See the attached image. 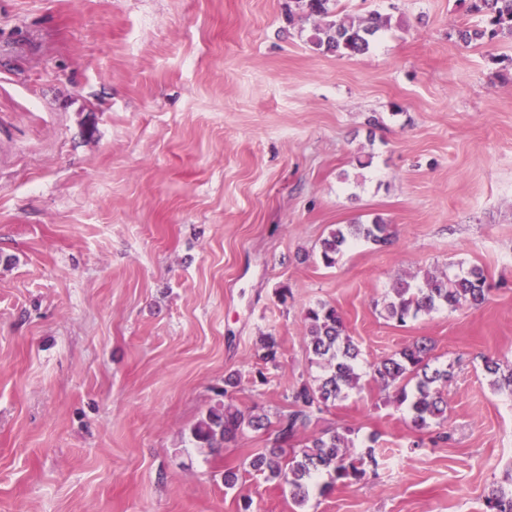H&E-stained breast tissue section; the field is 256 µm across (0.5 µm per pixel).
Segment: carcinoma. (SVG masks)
Returning <instances> with one entry per match:
<instances>
[{
	"mask_svg": "<svg viewBox=\"0 0 512 512\" xmlns=\"http://www.w3.org/2000/svg\"><path fill=\"white\" fill-rule=\"evenodd\" d=\"M302 16L313 22L314 43L338 56L367 53L388 19L378 12L352 20L335 14L337 0H296ZM471 11L483 15L484 28L460 27L458 37L465 44L488 38H512V0H472ZM391 225L380 218L370 223L339 225L321 242L319 259L326 267L336 265L337 256L358 241L386 247L393 243ZM484 271L472 266L455 272L425 271L397 279L380 302L384 317L404 326L440 309L455 310L462 305L480 306L488 299ZM306 338L313 362L324 370L315 384L306 381L294 386L288 411L276 425L268 415L253 407L245 413L230 404L212 409L192 430L193 437L214 447L237 442L249 431L274 427L269 446L254 455L250 467L266 479L290 489L298 504L314 494H323L336 483H351L364 474L365 459H374L376 435L367 438L366 451L353 450L347 434L333 431L299 444L297 437L311 420L334 403L359 388L360 349L346 333L337 309L318 304L305 310ZM280 343L268 335L260 339L257 356L265 363L277 361ZM432 344L417 340L372 366V379L385 391H393L405 405L412 428L420 433L442 420L448 408L445 390L453 378V365L433 363ZM485 370L493 376L492 386L512 392V366L506 368L493 358L485 360ZM485 512H512V483L492 487L485 497Z\"/></svg>",
	"mask_w": 512,
	"mask_h": 512,
	"instance_id": "cac0c4a2",
	"label": "carcinoma"
}]
</instances>
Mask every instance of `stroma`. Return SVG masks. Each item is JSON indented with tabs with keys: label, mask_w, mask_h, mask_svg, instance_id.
Here are the masks:
<instances>
[{
	"label": "stroma",
	"mask_w": 512,
	"mask_h": 512,
	"mask_svg": "<svg viewBox=\"0 0 512 512\" xmlns=\"http://www.w3.org/2000/svg\"><path fill=\"white\" fill-rule=\"evenodd\" d=\"M341 5L390 15L369 53L316 48L290 0H0V512H485L512 469V392L484 369L512 362V39L460 42L465 0ZM377 216L391 246L319 262ZM460 264L482 307L376 308ZM320 302L361 387L301 437L377 435L379 466L301 505L250 470L265 434L191 430L227 375L272 417L320 376ZM421 338L454 365L451 439L415 448L371 367ZM394 232L381 218L371 223L338 225L321 242L319 259L325 267L336 265L337 256L358 241L386 247L393 243Z\"/></svg>",
	"instance_id": "obj_1"
}]
</instances>
